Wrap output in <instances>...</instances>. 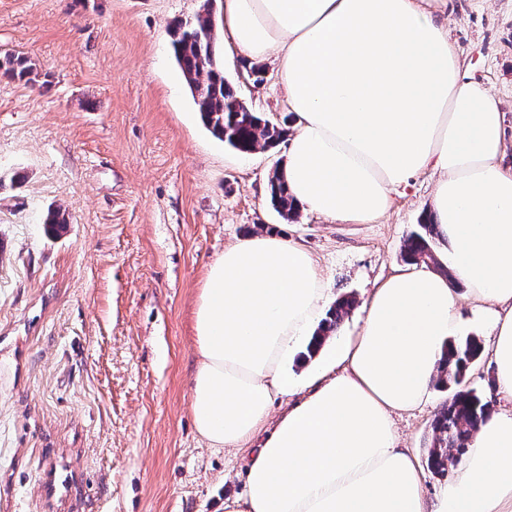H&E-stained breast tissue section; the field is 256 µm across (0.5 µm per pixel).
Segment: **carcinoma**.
I'll return each mask as SVG.
<instances>
[{
    "label": "carcinoma",
    "instance_id": "carcinoma-1",
    "mask_svg": "<svg viewBox=\"0 0 512 512\" xmlns=\"http://www.w3.org/2000/svg\"><path fill=\"white\" fill-rule=\"evenodd\" d=\"M170 37L175 60L193 94L200 119L216 139L242 154L258 148L272 149L285 140L289 119L285 117L273 123L263 118L252 111L224 78V69L216 55L211 13L200 14L186 25L181 21L176 23ZM0 73L29 82L34 67L26 56L7 54L0 56ZM268 193L272 207L282 217L287 220L298 217L299 209L288 194L281 171H274L269 178ZM440 238L438 225L424 218L419 230L406 241L403 260L409 264L440 265L434 250L435 241ZM354 305V296L341 297L320 322L316 335L324 338L335 335ZM481 352V345L473 338L452 343L440 370L438 386L456 387L448 405L435 416L427 438L428 465L441 476L448 475L459 464L479 424L490 414L489 404L482 396L473 388L463 387Z\"/></svg>",
    "mask_w": 512,
    "mask_h": 512
}]
</instances>
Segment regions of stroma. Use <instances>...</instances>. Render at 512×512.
I'll list each match as a JSON object with an SVG mask.
<instances>
[{
	"label": "stroma",
	"instance_id": "35a3bbf8",
	"mask_svg": "<svg viewBox=\"0 0 512 512\" xmlns=\"http://www.w3.org/2000/svg\"><path fill=\"white\" fill-rule=\"evenodd\" d=\"M204 0H0V512H224L248 449L216 450L192 416L193 314L208 264L251 233L301 242L331 299L363 298L401 265L436 174L398 189L370 224L284 221L268 179L285 146L240 154L203 125L169 31ZM449 39L502 102L512 144V0H451ZM215 47L224 75L273 122V70ZM68 224L47 230L48 208ZM452 392L395 415L425 455ZM0 73L19 81H31L34 67L31 60L19 54H7L0 56Z\"/></svg>",
	"mask_w": 512,
	"mask_h": 512
}]
</instances>
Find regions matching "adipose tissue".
<instances>
[{"label": "adipose tissue", "instance_id": "1", "mask_svg": "<svg viewBox=\"0 0 512 512\" xmlns=\"http://www.w3.org/2000/svg\"><path fill=\"white\" fill-rule=\"evenodd\" d=\"M447 0H223L224 43L272 61L293 117L283 170L300 209L343 224L387 213L431 170L440 267L398 270L363 301L303 381L298 361L328 289L308 250L247 235L210 264L194 312L197 433L251 447L245 498L224 512H512V410L488 416L448 483L424 488L394 415L427 402L460 321L456 284L487 305L498 390L512 397V172L505 115L468 77ZM297 395L275 428L272 402Z\"/></svg>", "mask_w": 512, "mask_h": 512}]
</instances>
